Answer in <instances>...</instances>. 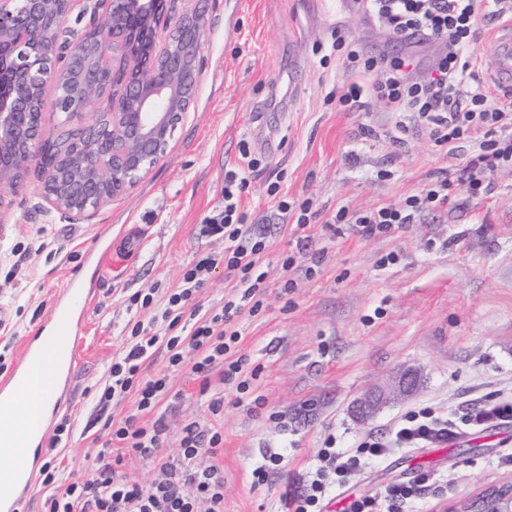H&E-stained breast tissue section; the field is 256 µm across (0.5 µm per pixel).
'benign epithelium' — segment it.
Wrapping results in <instances>:
<instances>
[{
    "mask_svg": "<svg viewBox=\"0 0 512 512\" xmlns=\"http://www.w3.org/2000/svg\"><path fill=\"white\" fill-rule=\"evenodd\" d=\"M0 0V185L19 184L33 163L43 167L41 195L47 211L81 216L125 195L165 159L174 133L194 106L199 54L206 14L196 6L178 10L176 0H95L104 20L81 33L69 26L73 14L87 13L83 0ZM24 25L36 37L50 30L54 57L14 42ZM102 32L91 43L87 34ZM112 48V111L92 114L91 123L67 147L57 149L47 135L35 95L45 100L59 91L60 63L73 70L88 96L104 81L96 65L83 61ZM421 374L404 368L386 384L357 398L353 416L371 419L391 400L413 394Z\"/></svg>",
    "mask_w": 512,
    "mask_h": 512,
    "instance_id": "obj_1",
    "label": "benign epithelium"
}]
</instances>
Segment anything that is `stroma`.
Returning <instances> with one entry per match:
<instances>
[{
	"mask_svg": "<svg viewBox=\"0 0 512 512\" xmlns=\"http://www.w3.org/2000/svg\"><path fill=\"white\" fill-rule=\"evenodd\" d=\"M202 5L207 26L199 57L193 108L177 128L163 164L122 197L80 218L47 212L41 172L31 166L16 188L0 189V306L11 320L0 325V377L12 367L25 338L46 316L53 299L84 255L104 238L112 260L98 274L101 287L87 325L71 394L60 415L73 435L59 457L87 475L108 439L93 424L91 397L105 380L123 329L136 313L128 295L173 288L201 255L221 253L223 239L202 236L200 224L224 207L225 169L238 162L246 140L263 163L249 174L243 206L268 239L269 285L257 316L240 317V349L260 369L253 396L224 390V512H281L288 487L305 481L326 437L354 448L365 436L388 440L405 412L435 406L460 416L469 404L512 389V172L495 173L488 194L469 197L452 184L446 206L389 238H361L342 230L328 238L321 224L298 229L270 208L266 189L279 183L294 198H313L334 213L403 201L439 172L461 167L425 132L410 130L392 142L397 114L380 103L366 112H343L336 91L349 82L342 53L321 62L317 45H330L323 0H180ZM343 35L372 53L401 46L355 12L343 14ZM388 179L378 180L379 169ZM323 251L319 265L310 256ZM302 252L281 294L285 255ZM399 259L381 265L387 253ZM406 366L421 371L411 397L358 423L350 407L361 393ZM200 382L176 374L161 411L167 426L163 455L175 457L183 427H208L212 416ZM261 403H254V396ZM285 456L267 483L251 470L268 449ZM512 423L484 430L459 429L421 448H396L366 460L336 501L427 474L420 499L404 512H445L486 486L512 483Z\"/></svg>",
	"mask_w": 512,
	"mask_h": 512,
	"instance_id": "35a3bbf8",
	"label": "stroma"
}]
</instances>
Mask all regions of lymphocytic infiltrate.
<instances>
[{"label":"lymphocytic infiltrate","instance_id":"1","mask_svg":"<svg viewBox=\"0 0 512 512\" xmlns=\"http://www.w3.org/2000/svg\"><path fill=\"white\" fill-rule=\"evenodd\" d=\"M356 10L372 25L384 27L403 52L367 54L356 40L337 36L333 50L344 51L354 75L337 98L346 112L366 111L379 102L388 111L408 114V121L395 125L399 134L410 127L425 130L436 146L457 152L460 145L477 142L455 179L439 176L425 183L398 204L366 210L340 206L330 218H322L311 199L295 200L279 184L267 188L274 211L294 215L296 228L322 221L328 231L347 226L364 238L385 236L417 223L448 202L451 182L465 185L470 194L483 190L488 176L512 170V100L489 94L477 73V54L472 46L477 21L485 16L512 13V0H356ZM436 46L437 55L429 68H421L409 48ZM240 166L224 174V209L206 221L203 232L224 240L223 254H208L188 266L177 287L168 289L163 301L154 292L133 293L131 305L150 310L149 321H135L125 338L123 350L113 356L107 379L96 397L97 417L110 431L111 444L96 456L93 473L84 479L62 482L57 448L69 438V417H62L48 442L47 461L39 471L42 486L51 490L44 512H224V471L212 464L224 446V431L213 426H184L177 460L158 459L161 478L142 485L122 471L121 458L112 445L127 448L143 457H156L166 429L157 411L171 390V376L188 372L200 381L201 394L208 397L213 417L224 414V395L210 389L212 374H220L225 385L237 393L250 391L260 376L240 351L241 333L236 320L257 315L267 296L263 259L268 243L265 235L248 221L242 197L248 189L245 170L260 166L261 160L248 141H241ZM223 267L233 287L222 306L202 309L195 305L197 294L207 285L212 271ZM167 356L166 373L143 378L144 362L156 352ZM135 395L133 410L114 418L108 410L128 395ZM486 429L512 422V393L501 394L467 407L460 421H453L426 406L407 411L394 425L392 437L380 441L368 436L356 448L340 451L335 438H326L303 491L288 494L293 512H321L325 496L344 477L357 471L364 459L386 456L395 448H417L446 439L456 423ZM425 477L386 486L354 498L346 512H403L406 504L420 496Z\"/></svg>","mask_w":512,"mask_h":512}]
</instances>
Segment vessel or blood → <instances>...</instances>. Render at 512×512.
I'll return each mask as SVG.
<instances>
[{"label": "vessel or blood", "instance_id": "b4317fda", "mask_svg": "<svg viewBox=\"0 0 512 512\" xmlns=\"http://www.w3.org/2000/svg\"><path fill=\"white\" fill-rule=\"evenodd\" d=\"M490 69L494 83L512 86V24L501 25L489 47ZM96 285L74 276L69 279L62 297L51 305L36 332L26 338L22 351L7 376L0 378V418L20 415L19 394L28 382L30 367L47 363L54 376V391L48 413H56L68 393L77 365L75 353L82 348L86 321L94 299ZM48 422L18 432L12 450L15 464L0 471V512H20L35 485L43 463L41 446L47 442Z\"/></svg>", "mask_w": 512, "mask_h": 512}]
</instances>
